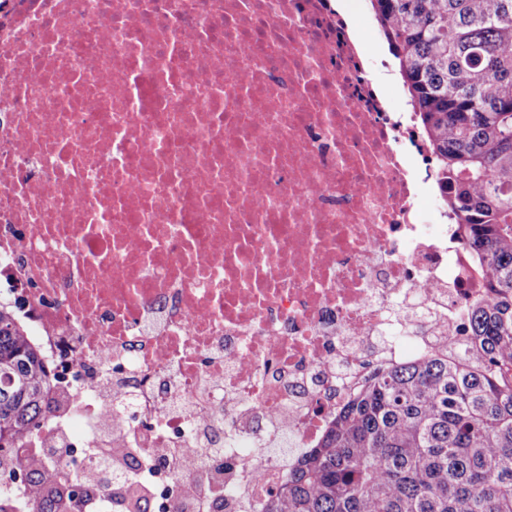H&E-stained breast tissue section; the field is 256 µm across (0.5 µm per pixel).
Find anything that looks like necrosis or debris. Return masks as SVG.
Here are the masks:
<instances>
[{
  "label": "necrosis or debris",
  "mask_w": 512,
  "mask_h": 512,
  "mask_svg": "<svg viewBox=\"0 0 512 512\" xmlns=\"http://www.w3.org/2000/svg\"><path fill=\"white\" fill-rule=\"evenodd\" d=\"M348 2L0 0V302L55 480L198 448L142 460L153 512H260L373 371L464 337L483 280ZM132 449L140 454L155 452L154 448H105L102 458L111 471L112 461H115L117 471L114 473V480L124 482L126 485L138 484L150 498L147 492L148 484L139 473L138 467L134 465L136 455L131 451Z\"/></svg>",
  "instance_id": "4bbe7bcc"
}]
</instances>
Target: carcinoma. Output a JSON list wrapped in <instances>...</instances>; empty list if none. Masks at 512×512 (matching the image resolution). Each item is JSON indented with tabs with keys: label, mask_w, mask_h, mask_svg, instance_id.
<instances>
[{
	"label": "carcinoma",
	"mask_w": 512,
	"mask_h": 512,
	"mask_svg": "<svg viewBox=\"0 0 512 512\" xmlns=\"http://www.w3.org/2000/svg\"><path fill=\"white\" fill-rule=\"evenodd\" d=\"M427 138L437 186L489 297L468 342L377 371L262 512H512V0H368ZM50 374L0 303V475L76 495L18 454Z\"/></svg>",
	"instance_id": "cac0c4a2"
}]
</instances>
